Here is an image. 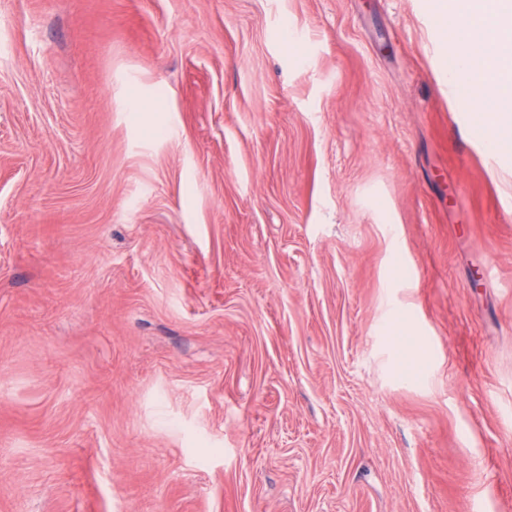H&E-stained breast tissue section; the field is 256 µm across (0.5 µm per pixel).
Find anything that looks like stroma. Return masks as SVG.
Wrapping results in <instances>:
<instances>
[{
    "label": "stroma",
    "mask_w": 512,
    "mask_h": 512,
    "mask_svg": "<svg viewBox=\"0 0 512 512\" xmlns=\"http://www.w3.org/2000/svg\"><path fill=\"white\" fill-rule=\"evenodd\" d=\"M433 3L0 0V512H512Z\"/></svg>",
    "instance_id": "35a3bbf8"
}]
</instances>
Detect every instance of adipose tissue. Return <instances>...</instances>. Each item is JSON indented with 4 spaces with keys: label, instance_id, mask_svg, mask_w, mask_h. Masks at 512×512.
<instances>
[{
    "label": "adipose tissue",
    "instance_id": "adipose-tissue-1",
    "mask_svg": "<svg viewBox=\"0 0 512 512\" xmlns=\"http://www.w3.org/2000/svg\"><path fill=\"white\" fill-rule=\"evenodd\" d=\"M458 24L448 94L483 112L475 134L489 155L512 150V0H450Z\"/></svg>",
    "mask_w": 512,
    "mask_h": 512
}]
</instances>
